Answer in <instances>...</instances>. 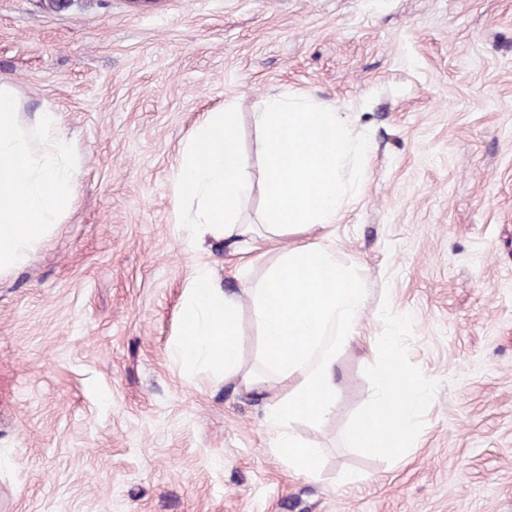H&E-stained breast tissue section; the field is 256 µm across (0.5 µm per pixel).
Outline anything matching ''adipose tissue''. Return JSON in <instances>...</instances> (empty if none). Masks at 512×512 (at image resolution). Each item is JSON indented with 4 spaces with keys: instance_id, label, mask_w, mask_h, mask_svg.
Returning <instances> with one entry per match:
<instances>
[{
    "instance_id": "adipose-tissue-1",
    "label": "adipose tissue",
    "mask_w": 512,
    "mask_h": 512,
    "mask_svg": "<svg viewBox=\"0 0 512 512\" xmlns=\"http://www.w3.org/2000/svg\"><path fill=\"white\" fill-rule=\"evenodd\" d=\"M260 109L268 240L336 224L354 189L358 142L347 116L300 96L268 95ZM19 112L14 90L0 84V273L25 263L73 203L74 174L52 113H42L33 132L22 126ZM178 182L177 208L193 209L196 242L237 237L245 239V253L258 251L248 228L236 221L253 183L233 112L210 113L196 129L183 150ZM249 294L262 330V358L285 384L266 407V424L295 472L314 476L318 449L295 436L292 426L300 420L320 423L336 408V352L365 340L359 277L337 260L334 249L306 242L288 249L263 286ZM239 307L238 294L198 271L175 346L178 357L236 373ZM373 375L375 399L350 429L349 440L398 455L409 444L406 422L424 403L426 387L405 375L393 341L385 344Z\"/></svg>"
}]
</instances>
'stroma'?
<instances>
[{
    "instance_id": "35a3bbf8",
    "label": "stroma",
    "mask_w": 512,
    "mask_h": 512,
    "mask_svg": "<svg viewBox=\"0 0 512 512\" xmlns=\"http://www.w3.org/2000/svg\"><path fill=\"white\" fill-rule=\"evenodd\" d=\"M0 83L34 126L54 112L74 202L0 275V512H512V0H0ZM347 113L365 176L330 241L364 290L370 344L336 355V408L294 424L296 473L264 422L237 243L187 248L180 154L232 107L265 231L259 101ZM241 296V373L173 352L197 268ZM396 337L427 386L395 457L349 443L374 349ZM257 375L244 385V374Z\"/></svg>"
}]
</instances>
